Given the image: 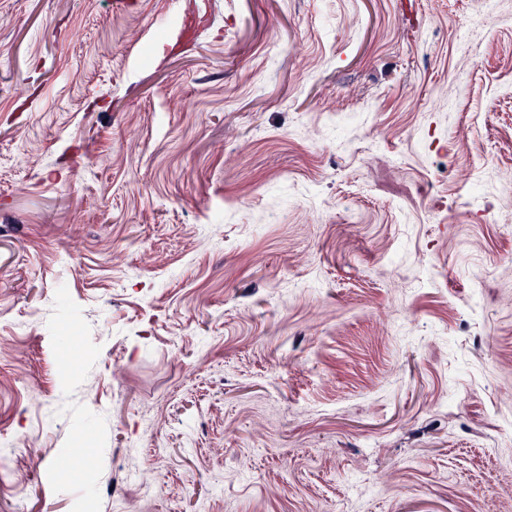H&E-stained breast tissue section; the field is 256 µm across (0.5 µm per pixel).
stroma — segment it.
Here are the masks:
<instances>
[{"mask_svg": "<svg viewBox=\"0 0 512 512\" xmlns=\"http://www.w3.org/2000/svg\"><path fill=\"white\" fill-rule=\"evenodd\" d=\"M18 435L0 512H512V0H0Z\"/></svg>", "mask_w": 512, "mask_h": 512, "instance_id": "35a3bbf8", "label": "stroma"}]
</instances>
